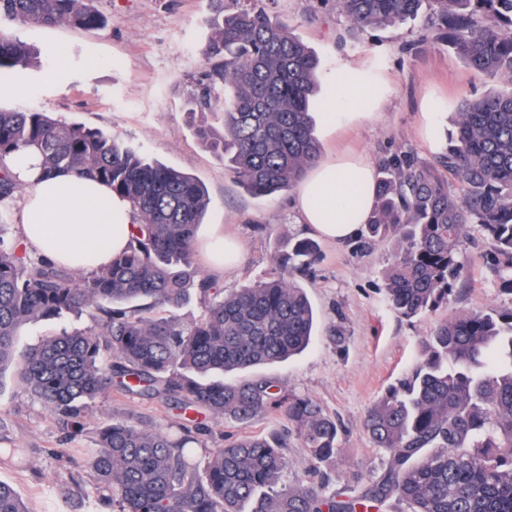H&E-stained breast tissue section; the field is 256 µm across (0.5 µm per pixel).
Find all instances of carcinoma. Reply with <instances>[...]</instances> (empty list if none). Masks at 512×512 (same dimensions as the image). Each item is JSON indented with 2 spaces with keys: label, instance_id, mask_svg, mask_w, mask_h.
Segmentation results:
<instances>
[{
  "label": "carcinoma",
  "instance_id": "1",
  "mask_svg": "<svg viewBox=\"0 0 512 512\" xmlns=\"http://www.w3.org/2000/svg\"><path fill=\"white\" fill-rule=\"evenodd\" d=\"M199 50L202 76L186 102L197 140L224 160L248 193L296 188L321 157L313 117L319 60L259 0H211ZM353 30L394 26L424 13L429 29L472 70L512 82V0H336ZM25 29L105 23L94 0H0V78L43 65ZM453 145L436 163L394 154L380 163L366 224L397 245L384 269L388 303L405 318L448 308L465 269L468 228L494 242L487 260L512 293V91L465 97ZM32 149L42 171L107 184L132 210L127 249L75 277L5 238L0 209V372L13 367L62 429L82 431L92 403L117 386L160 397L186 415L247 424L270 410L319 465L341 452L338 424L307 397L287 398L263 378L231 374L282 362L308 347L314 313L296 277L319 261L317 243L287 240L273 272L226 294L197 267L195 244L208 208L193 176L136 146L46 112L0 108V204L25 184L7 159ZM202 318L183 327L173 311L192 295ZM96 311L91 331L50 336L16 359L22 326ZM364 427L382 466L332 492L280 484L287 441L243 433L205 462L192 445L211 428L147 429L119 421L95 429L85 464L113 512H512V308L453 311L424 341L412 373L388 388ZM0 512H27L0 481Z\"/></svg>",
  "mask_w": 512,
  "mask_h": 512
}]
</instances>
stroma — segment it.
Returning <instances> with one entry per match:
<instances>
[{
	"mask_svg": "<svg viewBox=\"0 0 512 512\" xmlns=\"http://www.w3.org/2000/svg\"><path fill=\"white\" fill-rule=\"evenodd\" d=\"M105 17L103 27L83 31L67 26L25 31L42 54L62 51L63 74L51 68L21 74L16 83H0V106L51 113L66 122L100 127L132 142L151 158L185 171L207 188L209 207L199 228L206 241L215 225L240 244L238 260L213 273L205 258L197 265L214 276L225 291L264 279L280 240L313 237L298 223L293 195L255 197L244 191L224 162L194 136L183 111V99L202 71L197 50L207 36L209 0H96ZM268 13L289 24L319 58L325 100L316 121L324 152L357 150L372 162L391 153L411 151L416 161L441 155L454 128L463 96L488 90H512L508 82H492L469 69L446 45L431 42L424 17L376 31L350 30L332 0H264ZM365 71L384 80V100L370 122H338L335 109L366 111V104H337V76ZM431 100L435 115L425 121L421 106ZM322 258L299 283L316 314V337L294 359L257 369L274 381L282 394L307 396L341 426V453L334 465L316 467L296 435H289L288 471L283 481L320 482L340 486L352 480L356 467L371 470L380 463L363 430L369 408L387 387L409 374L427 336L444 312L411 320L398 317L385 297L383 271L393 240L371 241L356 236L344 243L320 240ZM493 249L478 227H471L466 270L449 309L512 307V295L500 289L486 266ZM91 314L61 321L25 325L17 351L62 331L90 330ZM94 425L131 420L151 428L177 426L182 418L157 398L118 391L97 399L89 413ZM286 420L271 411L248 424L230 420L212 423L197 459L225 438L244 432L269 436L284 432ZM27 449L28 462L17 468L0 465V481L11 485L29 512H112L109 502L94 493L83 449L96 445L92 428L80 433L61 429L44 406L17 382L12 369L0 373V445Z\"/></svg>",
	"mask_w": 512,
	"mask_h": 512,
	"instance_id": "stroma-1",
	"label": "stroma"
}]
</instances>
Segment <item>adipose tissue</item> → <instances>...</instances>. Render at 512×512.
<instances>
[{
	"instance_id": "1",
	"label": "adipose tissue",
	"mask_w": 512,
	"mask_h": 512,
	"mask_svg": "<svg viewBox=\"0 0 512 512\" xmlns=\"http://www.w3.org/2000/svg\"><path fill=\"white\" fill-rule=\"evenodd\" d=\"M29 187L20 211V238L28 251L73 268L111 262L128 245L132 213L128 202L105 185L60 173L45 177L40 159L23 152L11 161ZM376 170L363 154L330 155L307 173L295 197L301 223L322 238L343 243L356 237L374 206ZM358 205L343 218L349 199Z\"/></svg>"
}]
</instances>
